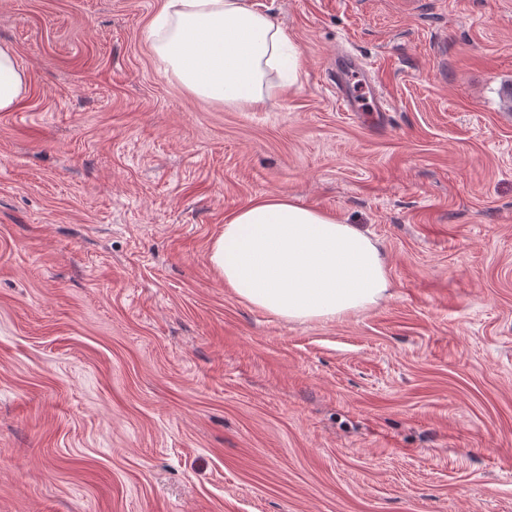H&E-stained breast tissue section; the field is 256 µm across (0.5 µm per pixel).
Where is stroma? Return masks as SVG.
<instances>
[{
    "mask_svg": "<svg viewBox=\"0 0 512 512\" xmlns=\"http://www.w3.org/2000/svg\"><path fill=\"white\" fill-rule=\"evenodd\" d=\"M303 57L194 95L163 0H0V512H512V0H253ZM392 109L346 112L328 66ZM285 194L371 231L390 298L285 321L212 269ZM28 76L10 48L0 47V112H11L26 86Z\"/></svg>",
    "mask_w": 512,
    "mask_h": 512,
    "instance_id": "stroma-1",
    "label": "stroma"
}]
</instances>
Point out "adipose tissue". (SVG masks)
<instances>
[{
	"label": "adipose tissue",
	"instance_id": "1",
	"mask_svg": "<svg viewBox=\"0 0 512 512\" xmlns=\"http://www.w3.org/2000/svg\"><path fill=\"white\" fill-rule=\"evenodd\" d=\"M153 50L195 95L227 105L262 102L268 69L295 71L300 51L252 0H164ZM28 76L0 47V112L12 111ZM210 260L242 301L288 320L333 321L391 295L386 257L352 224L286 195L233 212Z\"/></svg>",
	"mask_w": 512,
	"mask_h": 512
}]
</instances>
